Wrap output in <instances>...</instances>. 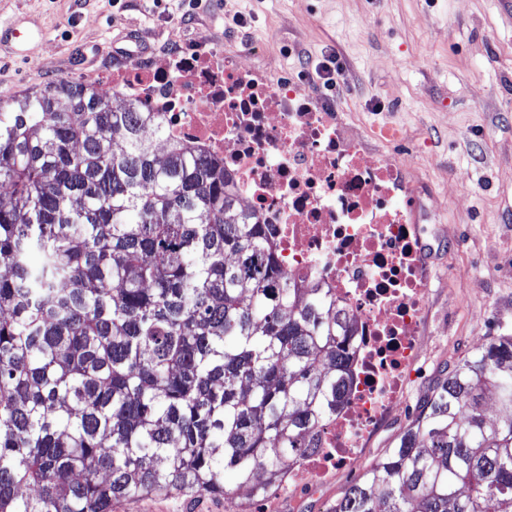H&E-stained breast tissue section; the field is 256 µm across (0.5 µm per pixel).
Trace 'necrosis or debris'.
<instances>
[{
  "label": "necrosis or debris",
  "mask_w": 512,
  "mask_h": 512,
  "mask_svg": "<svg viewBox=\"0 0 512 512\" xmlns=\"http://www.w3.org/2000/svg\"><path fill=\"white\" fill-rule=\"evenodd\" d=\"M97 77L113 98L158 113L169 138L219 161L288 277L346 305V398L290 475L319 486L352 467L401 407L426 342L433 278L419 259L421 228L397 203L409 191L401 162L377 157L315 94L203 36L179 57H119Z\"/></svg>",
  "instance_id": "4bbe7bcc"
}]
</instances>
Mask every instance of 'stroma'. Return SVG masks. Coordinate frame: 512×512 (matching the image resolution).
<instances>
[{"label": "stroma", "instance_id": "1", "mask_svg": "<svg viewBox=\"0 0 512 512\" xmlns=\"http://www.w3.org/2000/svg\"><path fill=\"white\" fill-rule=\"evenodd\" d=\"M0 0V24L24 16L47 32L24 59L0 50V102L83 72L127 48L156 43L171 21L188 38L250 50L251 63L317 91L347 122L394 128L375 144L398 158L407 203L431 247L438 285L431 339L399 413L358 463L321 487L282 491L276 512H327L348 485L393 447L435 379L487 337L512 335V0ZM241 15L242 26L232 23ZM337 53L336 87L316 66ZM140 512H265L264 502L176 496L140 499Z\"/></svg>", "mask_w": 512, "mask_h": 512}]
</instances>
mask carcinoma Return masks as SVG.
<instances>
[{
    "instance_id": "cac0c4a2",
    "label": "carcinoma",
    "mask_w": 512,
    "mask_h": 512,
    "mask_svg": "<svg viewBox=\"0 0 512 512\" xmlns=\"http://www.w3.org/2000/svg\"><path fill=\"white\" fill-rule=\"evenodd\" d=\"M163 137L67 79L0 102V512L260 501L345 399L339 302L281 271L223 165ZM327 512H512V335ZM137 501L140 511H129V502L121 500L112 503V512H242V508L247 505L245 498L231 502L224 497L213 496H198L193 499L176 496L148 497Z\"/></svg>"
}]
</instances>
